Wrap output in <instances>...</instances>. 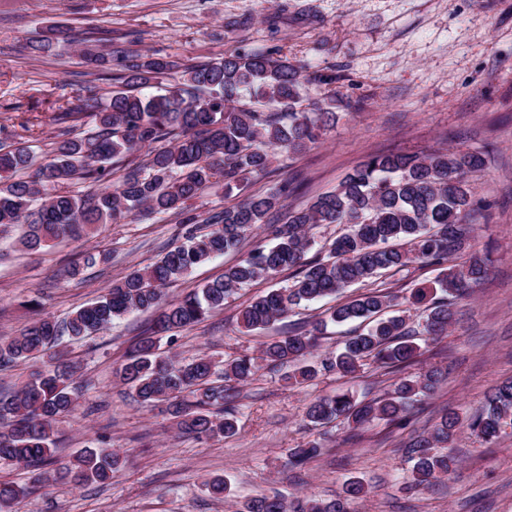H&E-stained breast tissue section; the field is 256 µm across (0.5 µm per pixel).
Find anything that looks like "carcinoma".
Masks as SVG:
<instances>
[{"label": "carcinoma", "instance_id": "carcinoma-1", "mask_svg": "<svg viewBox=\"0 0 512 512\" xmlns=\"http://www.w3.org/2000/svg\"><path fill=\"white\" fill-rule=\"evenodd\" d=\"M87 55L101 67V79L118 88L99 99L77 95L58 107L52 117L56 134L44 162H36L25 140L28 125L0 138V175L7 178L0 183V231L20 226L19 246L39 250L60 237L117 224L130 213L173 214L185 229L183 242L80 306L64 323L41 317L1 339L0 370L46 354L64 335L79 341L130 312L151 311V333L127 356L118 372L120 382L145 407L167 402L180 432L198 439L229 437L237 425L226 404L236 398L238 386L253 379L256 359L242 356L220 365L203 356L181 362L161 351L163 336L203 322L238 290L285 269H296L291 286L270 289L241 310L246 330L263 329L304 301L332 297L388 270L432 266L438 270L435 280L412 289L408 307L397 315L378 317L397 303L396 296L375 289L334 307L311 329L291 331L261 348V359L269 365L298 364L288 379L301 384L318 374L305 360L328 324L371 319L366 331L328 353L323 369L347 376L367 359L403 368L419 355L417 337L448 335L457 301L487 277L491 258L474 248L468 218L477 210L469 176L485 168L493 152L489 144L475 151L372 155L335 190L272 225L274 245H259L224 268L221 278L166 299V288L213 257L238 250L248 234L284 208L297 178L202 220L190 202L220 178L229 197L250 177L267 172L276 156L297 155L316 145L336 124L342 103L334 95L308 103L307 89L313 82L334 83L336 76L317 75L286 57L245 48L184 67L120 49H90ZM175 76L178 80L164 92L142 93ZM84 118L91 128L78 133L76 123ZM73 180L91 186L111 183L113 189L75 195L63 190ZM200 223L211 230L198 233ZM318 224L345 225L322 258L308 256L314 244L311 230ZM416 305L424 306L421 323L410 318V307ZM76 369L57 353L14 393L0 395V462L34 468L40 480L75 487L112 480L121 456L107 449L89 447L67 464L41 471L55 463L56 422L74 410ZM441 377L438 369L403 377L390 392L366 403L348 393L321 397L309 404L306 416L316 426L340 417L356 428L373 420L400 425L411 405L430 394ZM507 426L512 427V380L500 385L478 414L465 420L446 414L432 432L407 443L413 485L424 486L456 465L452 453L437 455L432 449L451 444L462 429L490 444ZM26 493L24 487L0 482V512H13ZM367 493L361 481L350 480L343 499L287 502L279 494H266L246 512H349L350 501Z\"/></svg>", "mask_w": 512, "mask_h": 512}]
</instances>
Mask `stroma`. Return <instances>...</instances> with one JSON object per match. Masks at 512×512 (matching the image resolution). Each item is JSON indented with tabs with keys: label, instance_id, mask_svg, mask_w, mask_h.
<instances>
[{
	"label": "stroma",
	"instance_id": "obj_1",
	"mask_svg": "<svg viewBox=\"0 0 512 512\" xmlns=\"http://www.w3.org/2000/svg\"><path fill=\"white\" fill-rule=\"evenodd\" d=\"M102 49L168 57L189 65L238 46L285 56L309 71L335 75L331 88L312 85L309 96L350 103L322 141L294 157H277L254 177L247 193L277 190L299 176L289 208L306 207L336 188L368 156L384 152L474 150L495 152L474 179L481 207L475 241L491 252L487 279L459 300L447 336L423 343L403 369L369 361L342 377L321 369L311 383L289 385L285 367L261 366L232 404L234 436L199 441L173 426L166 403L143 407L128 395L117 371L152 324L134 312L84 341L61 342L77 363L76 411L60 418L57 464L84 448L119 451L110 483L83 487L36 483L31 471L0 464V482L27 487L17 512H242L263 493L284 498L334 499L347 480L369 488L354 512H512V429L497 443L461 432L452 450L454 471L412 487L403 445L431 430L442 413L480 411L486 395L512 377V0H0V127L33 119L28 139L39 156L51 148V115L76 94H106L83 50L92 38ZM34 44L32 53L23 45ZM174 216H130L89 236L63 239L38 251L0 235V337L16 335L39 316L63 320L106 293L132 270L153 264L181 240ZM97 256L87 265L88 256ZM291 270L238 291L204 322L161 341L177 359L207 355L228 361L259 356L262 343L325 316L349 301L354 289L294 308L260 332H248L240 310L256 295L291 284ZM440 369L438 390L414 402L399 426L374 420L351 430L344 421L312 426L307 405L348 392L367 401L400 377ZM316 442L321 456L292 467V449ZM228 485L223 498L209 479Z\"/></svg>",
	"mask_w": 512,
	"mask_h": 512
}]
</instances>
